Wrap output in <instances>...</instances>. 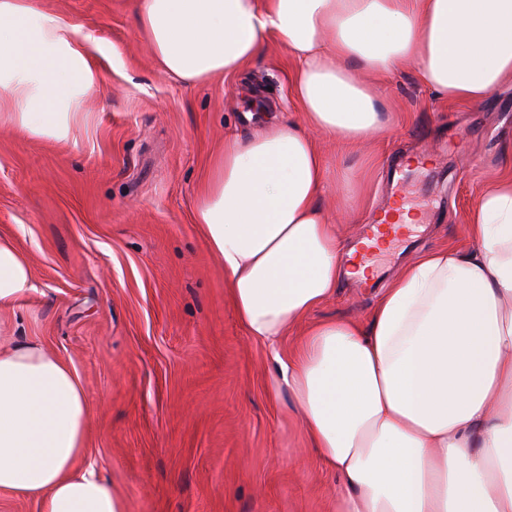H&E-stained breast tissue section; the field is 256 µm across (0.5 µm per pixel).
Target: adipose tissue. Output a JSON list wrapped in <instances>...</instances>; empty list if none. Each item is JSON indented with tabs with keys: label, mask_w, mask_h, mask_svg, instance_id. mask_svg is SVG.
Wrapping results in <instances>:
<instances>
[{
	"label": "adipose tissue",
	"mask_w": 512,
	"mask_h": 512,
	"mask_svg": "<svg viewBox=\"0 0 512 512\" xmlns=\"http://www.w3.org/2000/svg\"><path fill=\"white\" fill-rule=\"evenodd\" d=\"M164 72L234 76L271 39L296 67V113L230 135L201 189L197 222L248 336L274 362L323 467L336 512H512V179L487 184L458 247L428 250L382 289L367 324L314 319L343 277L366 279L329 223L315 134L347 152L383 128L362 81L414 65L440 98L476 105L512 81V0H137ZM109 47L33 0H0V116L64 140L84 120ZM34 288L0 237V326ZM299 341L279 346L290 331ZM88 402L75 369L42 343L0 340V493L39 512H124L84 463Z\"/></svg>",
	"instance_id": "ef3b65f1"
}]
</instances>
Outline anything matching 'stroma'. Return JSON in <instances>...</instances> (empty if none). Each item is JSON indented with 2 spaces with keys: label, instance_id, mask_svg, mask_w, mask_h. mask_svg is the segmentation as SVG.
Masks as SVG:
<instances>
[{
  "label": "stroma",
  "instance_id": "stroma-1",
  "mask_svg": "<svg viewBox=\"0 0 512 512\" xmlns=\"http://www.w3.org/2000/svg\"><path fill=\"white\" fill-rule=\"evenodd\" d=\"M137 0H36L93 31L117 55L96 59L102 81L69 139L0 126V235L35 277L20 334L78 372L88 394L87 459L125 512H329L336 478L323 470L288 393L268 394V348L247 336L224 272L196 223L199 187L227 133L256 128L244 113L261 93L291 111L293 62L281 40L232 77L186 84L164 75L136 17ZM387 117L371 165L345 158L363 183L324 209L359 242L398 196L422 229L372 252L371 287L343 278L315 318L367 323L383 286L418 253L463 243L485 185L512 175V84L482 105L451 103L414 67L378 88ZM466 131L458 141V131ZM426 154L415 181L393 168Z\"/></svg>",
  "mask_w": 512,
  "mask_h": 512
}]
</instances>
